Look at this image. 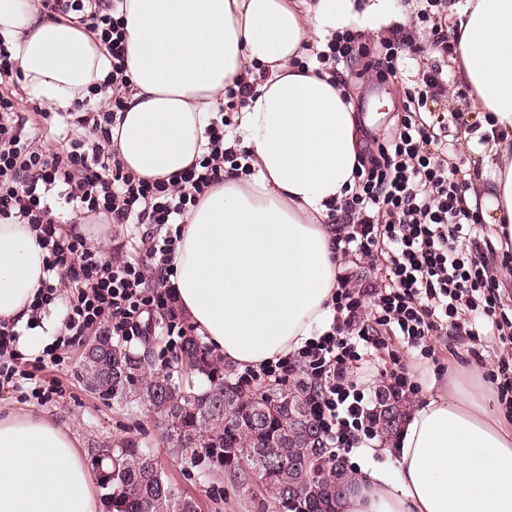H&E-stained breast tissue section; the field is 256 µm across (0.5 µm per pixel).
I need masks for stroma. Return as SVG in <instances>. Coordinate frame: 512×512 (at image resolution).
<instances>
[{"instance_id": "stroma-1", "label": "stroma", "mask_w": 512, "mask_h": 512, "mask_svg": "<svg viewBox=\"0 0 512 512\" xmlns=\"http://www.w3.org/2000/svg\"><path fill=\"white\" fill-rule=\"evenodd\" d=\"M346 88L356 109V118L362 131L381 136L392 131L402 113V82L376 83L374 77L345 74ZM460 80L456 74L448 76V90L437 104L435 113L452 110L463 112L472 131L458 146L467 168L479 169L488 151L483 143V124L479 113L470 109L468 99L457 96ZM433 358L426 361V376H437L451 371L458 378L487 374L494 361L504 358L512 361V344L502 342L496 335L483 337L479 354H472L471 345L463 336H436L431 341ZM83 347H76L71 358L62 366L44 372V379L56 380L61 392L53 400L41 404L36 399H24L15 387L0 386V408L22 409L47 414L69 428L82 442L86 451H93L102 442L133 439L148 449L161 462L178 497L190 502L194 512H255L253 503L244 490L237 488L228 475L204 474L171 454L153 419L133 407H120L92 393L84 377Z\"/></svg>"}]
</instances>
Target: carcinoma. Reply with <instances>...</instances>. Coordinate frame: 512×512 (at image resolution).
Wrapping results in <instances>:
<instances>
[{
  "instance_id": "1",
  "label": "carcinoma",
  "mask_w": 512,
  "mask_h": 512,
  "mask_svg": "<svg viewBox=\"0 0 512 512\" xmlns=\"http://www.w3.org/2000/svg\"><path fill=\"white\" fill-rule=\"evenodd\" d=\"M184 359L200 384L183 385L169 371H153L148 349L101 334L86 350L85 376L100 398L156 414L167 444L192 466L225 472L241 487L248 480L243 465H258L257 486L250 493L257 512H336V501L342 499L337 481L349 484L352 474L327 454L313 451L314 439L296 429L288 409L273 397L275 392L293 396L303 415L317 424L304 379L245 391L232 382L231 369L192 335L183 337L177 361ZM389 406L404 415L390 395L377 400L375 422L384 440L396 430L386 423ZM95 452L103 456L96 476L107 512H188L161 464L135 441L106 442Z\"/></svg>"
}]
</instances>
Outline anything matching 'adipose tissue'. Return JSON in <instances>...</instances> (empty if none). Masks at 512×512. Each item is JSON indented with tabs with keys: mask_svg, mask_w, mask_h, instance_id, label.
Listing matches in <instances>:
<instances>
[{
	"mask_svg": "<svg viewBox=\"0 0 512 512\" xmlns=\"http://www.w3.org/2000/svg\"><path fill=\"white\" fill-rule=\"evenodd\" d=\"M130 85L113 130L117 157L137 177L166 179L198 163L227 88L248 84L225 147L228 170L187 216L169 260L180 309L225 363L260 367L329 329L341 277L332 207L355 188L356 120L328 72L300 63L331 33L394 12V0H123ZM453 66L470 106L493 127L491 175L467 194L491 206L497 248H512V0H451ZM0 34L26 95L74 110L111 70L85 28L0 0ZM45 251L28 224L0 223V321L36 353L62 327L27 326ZM394 470L364 465L342 512H512V428L461 382L430 380L408 409ZM86 452L55 419L0 411V512H100Z\"/></svg>",
	"mask_w": 512,
	"mask_h": 512,
	"instance_id": "1",
	"label": "adipose tissue"
}]
</instances>
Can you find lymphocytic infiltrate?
<instances>
[{
    "instance_id": "obj_1",
    "label": "lymphocytic infiltrate",
    "mask_w": 512,
    "mask_h": 512,
    "mask_svg": "<svg viewBox=\"0 0 512 512\" xmlns=\"http://www.w3.org/2000/svg\"><path fill=\"white\" fill-rule=\"evenodd\" d=\"M120 2L40 0L41 13L84 25L112 59L111 81L90 89L64 125L42 108H18L17 63L0 36V222L32 225L47 253L28 328L64 288L73 290L64 334L35 362L38 370L65 363L69 349L93 331L125 339L145 335L143 318L156 312L165 313L168 335L183 336L182 319L166 311L172 298L169 257L185 215L223 181L225 164L238 158L224 146L225 118L209 129L207 154L174 181L136 177L111 151L112 129L124 109L122 90L129 85ZM425 29L439 62L417 72L397 128L371 138L355 191L330 215L338 228V257H382L384 276L365 290L339 281L327 331L296 353L245 368L238 377L251 388L302 371L337 454L351 453L358 438L376 437L365 388L372 376L385 379L391 396L408 401L420 385L404 353L430 356L431 337L448 328L477 342L501 326L504 304L481 242L482 215L466 202L471 184L453 163L457 149L448 138L449 129L467 128L468 122L460 112L440 123L427 116L428 101L444 93L441 60L456 50L438 13L418 10L408 27L381 39L376 57H368L359 34L347 29L336 32L317 59L335 75L359 63L377 80L398 78L409 56L419 52L417 34ZM96 218L116 229L135 225L137 250L116 247L104 255L80 225Z\"/></svg>"
}]
</instances>
